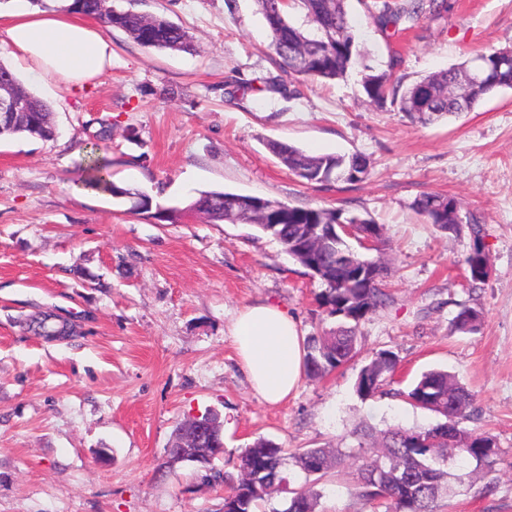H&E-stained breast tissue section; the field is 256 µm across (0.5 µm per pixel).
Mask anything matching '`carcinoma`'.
Returning a JSON list of instances; mask_svg holds the SVG:
<instances>
[{
	"label": "carcinoma",
	"instance_id": "obj_1",
	"mask_svg": "<svg viewBox=\"0 0 512 512\" xmlns=\"http://www.w3.org/2000/svg\"><path fill=\"white\" fill-rule=\"evenodd\" d=\"M305 13L308 28L293 24L288 13V0H257L271 36V46L280 70L293 77L335 80L346 75L356 62L354 36L351 30L346 0H293ZM68 9L99 20L106 30L119 29L139 45L157 51L194 52L196 46L189 33L165 17L148 16L133 9L117 10L107 0H71ZM448 10V0H400L392 5L382 0L377 19L381 22L419 21L438 16ZM474 60L492 73L493 81L471 89L466 102L461 103L451 89L464 81L466 65L450 67L405 86L393 70L364 76L362 84L368 100L378 107L391 105L427 124L445 116H457L472 111L486 95L500 88H512V66L500 65V51L478 53ZM9 82L13 89L27 97L31 114L15 124L0 123V138L26 136L43 140L56 134L50 108L29 92L15 74L0 64V81ZM268 149L295 176L315 183L341 180L349 171L355 175L349 183L363 180L369 173V160L362 154L310 156L299 148L282 142L267 143ZM85 182L92 188L114 198L135 197L132 210L148 212L152 200L134 189L120 187L112 181L109 164L90 156L82 167ZM244 195L203 191L187 210L208 223H234V203ZM414 211L427 223L458 235L462 227L455 224L458 202L453 197L426 193L412 204ZM257 229L279 241L289 253L302 241L311 224L358 223L357 233L369 232L376 243L386 242L382 225L359 215L343 216L341 209L295 207L265 198L254 206ZM473 240L466 257L470 278L480 282L490 271L489 257L481 247L482 227L469 225ZM306 268L316 261L320 269L316 276L326 285L323 303L331 316L342 322L306 342L305 370L323 375L352 359L359 351L358 325L370 313L385 306L388 294L382 282L388 269L377 264L375 279L365 286L350 277L348 259L342 245L327 240L312 258L297 257ZM481 324L480 313L464 307L454 320L461 332H474ZM27 330L36 336H53L60 332L55 316L39 312L26 322ZM397 355L388 350L376 353L361 369L356 392L363 398L383 392L394 376ZM408 402L415 408L435 414L428 426L407 428L393 424L383 431L362 424L353 431L358 448L368 443L379 444L381 453L362 455L350 462L352 455L341 450L332 454L323 448H307L287 453L275 442L259 438L239 456L238 474L232 475L207 465L206 476L228 486L224 502L237 504V512H255V508L288 490L289 497L282 509L272 512H316L321 494L311 487L289 489L287 467L302 471L312 483H318L329 468L350 469L358 496L380 501L385 512H438L439 499L461 492L464 479L459 471L475 466L482 471L484 482L479 487L469 484L477 496L491 494L496 488L498 451L489 434L468 431L462 427L474 414V396L459 379L446 370L433 369L421 375L407 392Z\"/></svg>",
	"mask_w": 512,
	"mask_h": 512
}]
</instances>
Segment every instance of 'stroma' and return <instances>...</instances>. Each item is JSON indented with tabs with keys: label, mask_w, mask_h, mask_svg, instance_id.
I'll list each match as a JSON object with an SVG mask.
<instances>
[{
	"label": "stroma",
	"mask_w": 512,
	"mask_h": 512,
	"mask_svg": "<svg viewBox=\"0 0 512 512\" xmlns=\"http://www.w3.org/2000/svg\"><path fill=\"white\" fill-rule=\"evenodd\" d=\"M118 8L184 27L197 53L145 49L108 32L112 67L72 89L31 80L0 47V63L47 102L50 140L0 139V512H224V488L199 468L164 465L185 420L217 414L233 471L260 437L296 451L356 447V425L433 423L404 397L432 369L458 375L477 414L466 430L500 450L496 493L440 500V512H512V88L474 111L422 124L370 103L362 68L395 67L405 83L512 48V0H448L415 25L380 26L375 0H347L360 53L341 79L269 91L279 73L256 0H113ZM312 156L360 153L370 174L348 184L308 183L267 148ZM97 150L115 183L152 199V212L86 187L80 163ZM291 206L338 208L384 225L391 295L359 326L362 352L337 370L303 376L264 403L241 371L231 336L247 306L270 302L303 336L335 327L325 285L284 247L248 224L186 213L203 191ZM455 198L463 222L482 227L491 272L472 282L469 233L452 236L412 208L416 197ZM465 307L478 331L455 330ZM50 310L80 336L48 340L25 318ZM399 364L382 394L355 390L373 354ZM319 512H383L356 496L347 472L318 484Z\"/></svg>",
	"instance_id": "stroma-1"
}]
</instances>
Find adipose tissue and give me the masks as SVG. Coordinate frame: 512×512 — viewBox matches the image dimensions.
<instances>
[{
    "instance_id": "ef3b65f1",
    "label": "adipose tissue",
    "mask_w": 512,
    "mask_h": 512,
    "mask_svg": "<svg viewBox=\"0 0 512 512\" xmlns=\"http://www.w3.org/2000/svg\"><path fill=\"white\" fill-rule=\"evenodd\" d=\"M10 48L26 73L81 88L112 65V45L86 16L56 5L32 10L26 0L0 9V45ZM241 367L263 401L277 404L298 387L305 370L304 338L296 321L279 306L246 307L233 326Z\"/></svg>"
}]
</instances>
